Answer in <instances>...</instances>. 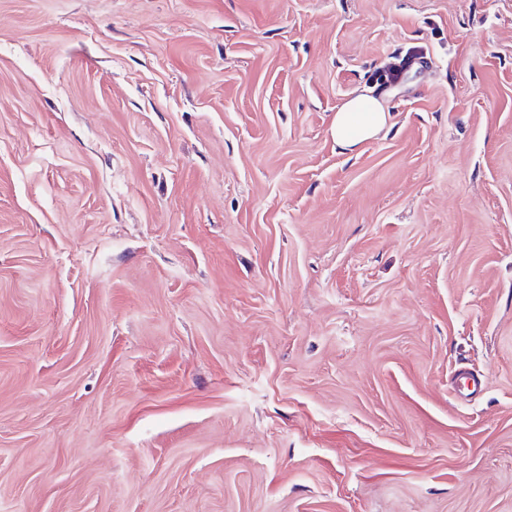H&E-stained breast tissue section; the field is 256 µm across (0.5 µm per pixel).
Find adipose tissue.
I'll return each instance as SVG.
<instances>
[{"mask_svg": "<svg viewBox=\"0 0 512 512\" xmlns=\"http://www.w3.org/2000/svg\"><path fill=\"white\" fill-rule=\"evenodd\" d=\"M389 118L383 102L364 91L337 108L330 134L341 152L352 153L380 135L387 128Z\"/></svg>", "mask_w": 512, "mask_h": 512, "instance_id": "ef3b65f1", "label": "adipose tissue"}]
</instances>
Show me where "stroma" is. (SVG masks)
I'll use <instances>...</instances> for the list:
<instances>
[{"instance_id":"stroma-1","label":"stroma","mask_w":512,"mask_h":512,"mask_svg":"<svg viewBox=\"0 0 512 512\" xmlns=\"http://www.w3.org/2000/svg\"><path fill=\"white\" fill-rule=\"evenodd\" d=\"M0 512H512V0H0ZM389 118L384 103L369 91H363L337 108L330 134L342 153H353L361 144L380 135L387 128Z\"/></svg>"}]
</instances>
